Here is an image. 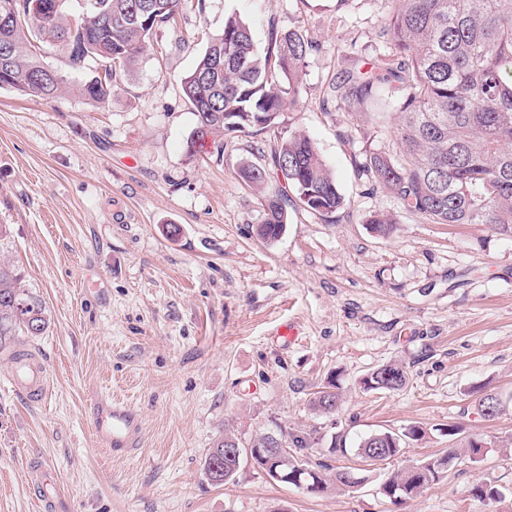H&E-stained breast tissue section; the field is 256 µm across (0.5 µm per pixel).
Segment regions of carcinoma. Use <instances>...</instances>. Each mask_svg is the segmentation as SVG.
I'll list each match as a JSON object with an SVG mask.
<instances>
[{
    "instance_id": "1",
    "label": "carcinoma",
    "mask_w": 512,
    "mask_h": 512,
    "mask_svg": "<svg viewBox=\"0 0 512 512\" xmlns=\"http://www.w3.org/2000/svg\"><path fill=\"white\" fill-rule=\"evenodd\" d=\"M184 0H84L82 14L70 19L67 0L46 21L28 15L24 0H0L14 7V19L0 29V64L7 77L0 89L28 98L49 99L65 79L41 60V45L56 44L68 64L80 69L90 59L104 63L96 76L78 91L101 103L145 51L154 31L179 14ZM377 37L390 52L372 63H353L330 88L339 106L370 116L383 102L399 112L394 131L395 152L366 150L354 157L357 176L371 190L395 198L400 207L431 224H490L512 230V0H391ZM149 26L142 16L146 6ZM314 45L297 30L271 29L267 48L259 50L251 29L239 16L224 19L223 29L208 37L194 69L181 80L184 97L196 112L198 126L192 144L229 131L224 114L236 113L252 134L273 126L264 119L293 104L297 77ZM240 178L257 190L277 178L284 186L265 197L266 217L255 235L264 242L280 237L287 224L288 190L310 210L329 217L345 206L336 178L314 143L303 133L284 138L264 165L248 164ZM367 223L379 235L394 229L388 216L373 215ZM50 325L43 299L22 284L12 264L0 262V350L12 358L25 355L20 337L34 339ZM409 381L405 367L388 363L360 379L365 391L396 392ZM314 409L332 413L340 404L336 381L314 392ZM478 409L490 419L503 409L494 393L478 398ZM424 436L423 428L379 431L357 444V467L333 469L313 463L301 453L307 442L283 432L254 439L253 464L264 473L277 471L278 482L293 485L308 476L315 492L351 489L369 479L370 467L400 454L410 441ZM244 447L226 430L215 440L203 461L207 479L222 485L238 470L224 461V448ZM458 459L457 449L409 464L385 478L379 494L393 503L417 496L437 481ZM473 498L496 502L506 495L497 484L482 482L471 488Z\"/></svg>"
}]
</instances>
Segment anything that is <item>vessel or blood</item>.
Here are the masks:
<instances>
[{
    "label": "vessel or blood",
    "mask_w": 512,
    "mask_h": 512,
    "mask_svg": "<svg viewBox=\"0 0 512 512\" xmlns=\"http://www.w3.org/2000/svg\"><path fill=\"white\" fill-rule=\"evenodd\" d=\"M95 440L112 456L130 455L141 439V421L135 409L124 402L102 395L88 407Z\"/></svg>",
    "instance_id": "b4317fda"
}]
</instances>
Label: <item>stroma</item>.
<instances>
[{"instance_id":"1","label":"stroma","mask_w":512,"mask_h":512,"mask_svg":"<svg viewBox=\"0 0 512 512\" xmlns=\"http://www.w3.org/2000/svg\"><path fill=\"white\" fill-rule=\"evenodd\" d=\"M389 9L390 0H206L156 31L106 102L77 92L96 63L71 68L53 44L42 59L67 91L42 100L0 90V261L19 268L51 318L23 344L47 394L12 388L0 352V512H35L45 463L69 512H512V233L431 224L371 190L353 159L392 149L397 114L372 124L327 99L352 52L386 53L375 31ZM231 13L258 48L275 27L316 49L277 127L194 149L197 117L180 81ZM294 131L314 142L346 205L326 218L292 199L284 233L265 243L254 234L264 198L238 170L267 164ZM375 213L395 218L390 236L372 233ZM288 323L290 340L278 335ZM394 362L409 374L404 389H361ZM333 373L340 405L315 411L311 398ZM484 391L502 400L496 418L478 409ZM100 392L140 416L129 456L93 442L86 408ZM450 424L460 429L452 440ZM412 425L426 435L390 469L451 445L462 454L397 504L379 494L380 470L358 488L313 495L249 463L220 487L202 468L227 429L247 444L273 430L300 435L314 458L354 467L361 437ZM339 435L348 450L330 453ZM471 438L485 444L476 461L464 452ZM483 481L505 487V499L473 500Z\"/></svg>"}]
</instances>
